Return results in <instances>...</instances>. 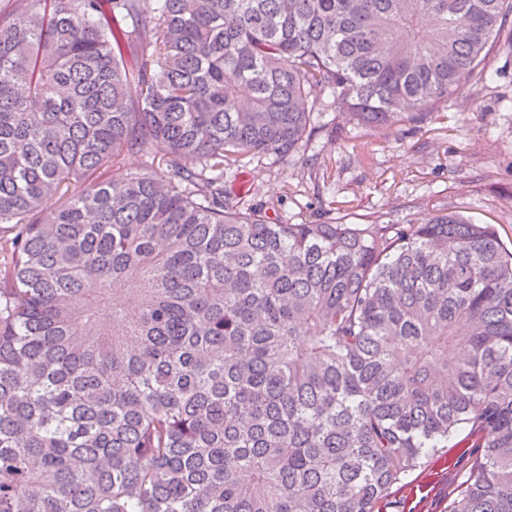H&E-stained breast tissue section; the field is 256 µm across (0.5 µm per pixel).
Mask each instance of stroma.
<instances>
[{
	"label": "stroma",
	"instance_id": "obj_1",
	"mask_svg": "<svg viewBox=\"0 0 512 512\" xmlns=\"http://www.w3.org/2000/svg\"><path fill=\"white\" fill-rule=\"evenodd\" d=\"M499 74L482 94L461 91L444 122L367 132L344 125L317 132L307 147L279 163L244 158L248 204H274L282 219L313 220L320 203L359 218L378 211L418 224L439 208L496 225L512 249V61L494 58ZM325 161L328 181L317 190L311 159ZM470 456L452 448L423 459L393 485L382 512H448Z\"/></svg>",
	"mask_w": 512,
	"mask_h": 512
}]
</instances>
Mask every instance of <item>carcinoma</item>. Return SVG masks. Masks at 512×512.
<instances>
[{
  "instance_id": "1",
  "label": "carcinoma",
  "mask_w": 512,
  "mask_h": 512,
  "mask_svg": "<svg viewBox=\"0 0 512 512\" xmlns=\"http://www.w3.org/2000/svg\"><path fill=\"white\" fill-rule=\"evenodd\" d=\"M498 55L512 0H13L0 512H381L450 446L477 452L448 512H512L496 226L282 224L224 175L327 110L435 119Z\"/></svg>"
}]
</instances>
